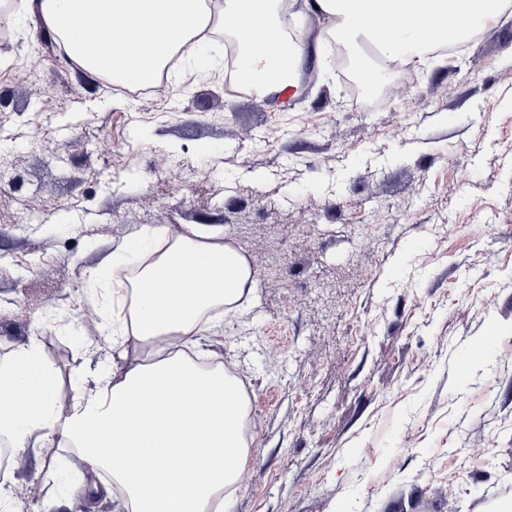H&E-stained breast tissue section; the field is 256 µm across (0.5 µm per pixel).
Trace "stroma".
Returning a JSON list of instances; mask_svg holds the SVG:
<instances>
[{
	"instance_id": "1",
	"label": "stroma",
	"mask_w": 512,
	"mask_h": 512,
	"mask_svg": "<svg viewBox=\"0 0 512 512\" xmlns=\"http://www.w3.org/2000/svg\"><path fill=\"white\" fill-rule=\"evenodd\" d=\"M0 40V354L37 342L69 407L108 368L87 278L144 228L244 255L239 307L196 337L240 375L248 481L224 512H492L512 501V0L456 54L357 102L327 64L288 105L227 88L221 36L154 92ZM497 346L473 358V340ZM35 431L0 470L8 512H111Z\"/></svg>"
}]
</instances>
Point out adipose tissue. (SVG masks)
I'll return each mask as SVG.
<instances>
[{
  "label": "adipose tissue",
  "instance_id": "adipose-tissue-1",
  "mask_svg": "<svg viewBox=\"0 0 512 512\" xmlns=\"http://www.w3.org/2000/svg\"><path fill=\"white\" fill-rule=\"evenodd\" d=\"M326 23L315 42L278 24L275 0H25L26 17L67 46L81 65L113 81L139 85L173 58L201 53L211 35L233 33L240 65L282 85L270 51H287L302 67L314 46L328 39L364 45L373 38L380 56L425 64L436 48L429 19L451 22L459 41L496 17L504 0H312ZM254 17L259 36L244 35L238 15ZM111 31L109 44L92 48L85 28ZM115 293L123 308L113 327V349L148 347L175 337L180 350L151 363L91 373L88 396L60 410L58 375L37 343L0 358V441L23 454L36 430L53 444L77 449L93 472H110L124 492L125 512H223L224 492L244 471L250 444L243 426L248 401L223 365L203 367L188 353L217 307H231L251 279L246 258L199 228L172 234L167 226L143 230L112 256Z\"/></svg>",
  "mask_w": 512,
  "mask_h": 512
}]
</instances>
